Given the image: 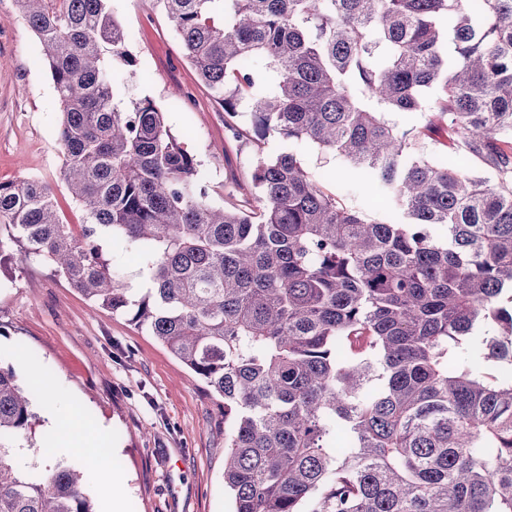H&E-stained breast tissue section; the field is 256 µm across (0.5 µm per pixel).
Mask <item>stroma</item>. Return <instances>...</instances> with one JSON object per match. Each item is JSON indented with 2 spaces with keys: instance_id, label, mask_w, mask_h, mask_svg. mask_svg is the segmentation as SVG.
<instances>
[{
  "instance_id": "obj_1",
  "label": "stroma",
  "mask_w": 512,
  "mask_h": 512,
  "mask_svg": "<svg viewBox=\"0 0 512 512\" xmlns=\"http://www.w3.org/2000/svg\"><path fill=\"white\" fill-rule=\"evenodd\" d=\"M135 67L113 60L121 98L152 99L172 132L200 163L211 200L255 205L251 172L257 157L286 149L277 133L237 139L224 109L202 85L182 53L166 16L153 0H112ZM60 104L38 37L0 0V181L37 178L52 186L64 223L82 213L59 179ZM296 153L339 202L370 219L386 207L367 200L345 177V163L312 145ZM36 365L41 379L26 367ZM0 366L30 391L37 416L17 461L38 471L59 457L92 474L86 492L104 512L107 474L122 482L123 512H230L224 487V402L165 346L120 314L90 307L53 267L33 259L0 260ZM57 422L46 430L45 404ZM109 439L100 448L106 467L74 454L72 442L97 426Z\"/></svg>"
}]
</instances>
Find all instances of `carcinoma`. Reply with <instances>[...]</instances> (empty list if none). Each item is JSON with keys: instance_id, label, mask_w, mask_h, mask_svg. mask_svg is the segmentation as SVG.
Returning <instances> with one entry per match:
<instances>
[{"instance_id": "cac0c4a2", "label": "carcinoma", "mask_w": 512, "mask_h": 512, "mask_svg": "<svg viewBox=\"0 0 512 512\" xmlns=\"http://www.w3.org/2000/svg\"><path fill=\"white\" fill-rule=\"evenodd\" d=\"M111 2L13 0L83 223L38 179L0 182V253L53 265L224 400L231 512H512V0H154L227 117L342 157L398 222L342 206L291 150L257 159L252 210L212 201L154 101L117 98L108 56L134 59ZM437 121L495 181L426 152ZM34 420L0 368V512H96L65 461L14 468Z\"/></svg>"}]
</instances>
